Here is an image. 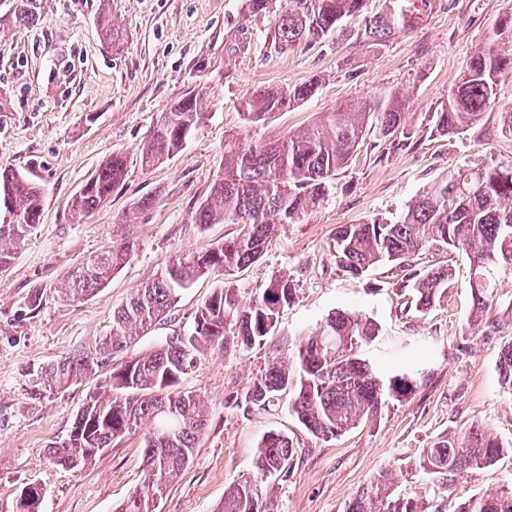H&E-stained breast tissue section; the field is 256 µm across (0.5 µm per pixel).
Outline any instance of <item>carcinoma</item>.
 I'll return each instance as SVG.
<instances>
[{
  "mask_svg": "<svg viewBox=\"0 0 512 512\" xmlns=\"http://www.w3.org/2000/svg\"><path fill=\"white\" fill-rule=\"evenodd\" d=\"M366 0H288L273 29L272 43L286 51L300 43L316 44L343 32L346 18L363 17L356 38L377 44L397 33L416 28L431 0H385L377 13L364 14ZM41 0H12L0 15V27L30 24L40 18ZM98 23L111 47L120 46L122 32L112 15L100 13ZM512 7L501 17L492 36L470 56L448 100L434 113L435 129L448 135L465 132L496 104L501 79L512 77ZM317 83L308 80L279 90H260L241 103L244 120L260 125L311 98ZM406 99L383 88L351 99L300 133L276 142L241 140L224 151V168L200 203L194 223L239 224L237 236L201 252L179 253L168 259L154 278L136 289L112 313V332L95 350L82 351L50 364L36 374L32 393L66 391L99 367V355L124 353L152 325L165 319L181 293L216 269L228 274L261 257L275 228L296 224L308 209L328 195L336 171L345 167L366 137L379 141L408 138L414 132ZM206 119L203 99L189 93L167 112L140 153L151 167L179 150L193 130ZM127 160L120 153L106 158L76 193L70 205L74 215L85 216L105 201L123 179ZM43 194L35 180L0 167V268L11 263L12 250L40 223ZM435 245L466 255L472 322L477 323L494 301L500 276L512 274V160L465 162L448 170L410 202L395 220L372 219L342 224L334 236V256L342 270L359 276L381 263L406 265L423 248ZM133 245L123 243L97 252L77 265L62 287L60 301L92 297L105 287L112 273L130 258ZM454 286L446 268L414 276L411 288L415 309L421 313L448 299ZM296 296L286 278L274 281L242 307L231 288H219L198 307L192 331L174 345L167 340L139 356H129L111 367L102 384L86 396L65 439L53 441L49 460L65 469H82L100 455L99 449L150 426L144 440L142 485L116 512H157L156 501L167 494L171 480L192 461L199 436L207 425L201 399L180 384L204 349L224 342L230 333L245 345L270 335L281 310ZM380 336L369 318L337 310L300 342L292 365L274 358L256 378L248 402L257 408L270 405L281 392L290 395L289 408L310 433L334 438L363 418L377 414L390 399L404 398L412 382L404 374L385 376L366 359L361 349ZM499 375L504 391L512 394V344L501 353ZM512 443L504 444L474 426L460 438L442 437L422 450L417 467L426 479L423 493L399 495L382 476L351 498L345 512H512V487L483 493L458 504L441 503V486L461 474L493 465ZM296 448L288 435L265 434L259 444L255 472L224 495L220 512H274L263 498L261 484L288 473Z\"/></svg>",
  "mask_w": 512,
  "mask_h": 512,
  "instance_id": "carcinoma-1",
  "label": "carcinoma"
}]
</instances>
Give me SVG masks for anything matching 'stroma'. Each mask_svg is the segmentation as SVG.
Returning <instances> with one entry per match:
<instances>
[{
	"label": "stroma",
	"instance_id": "35a3bbf8",
	"mask_svg": "<svg viewBox=\"0 0 512 512\" xmlns=\"http://www.w3.org/2000/svg\"><path fill=\"white\" fill-rule=\"evenodd\" d=\"M512 0H433L414 32L375 45L350 38L274 49L276 14L250 12L248 0H42L41 21L0 28V166L34 178L43 189L41 220L11 264L0 269V512H17L23 486L45 489L41 512H115L143 479L145 429L113 442L80 470L51 464L48 446L65 437L99 374L69 390L32 399L41 367L94 349L112 330V312L161 263L177 252L203 251L235 236L234 224H194L231 142L274 141L310 126L319 113L351 97L390 88L405 97L415 135L369 140L339 171L324 201L299 223L285 225L262 257L232 274L214 270L186 290L161 325L136 345L142 353L166 337L191 331L197 308L224 287L248 304L281 276L296 298L276 329L247 346L236 337L202 354L181 387L207 406V425L191 464L171 483L157 512H219L224 493L251 476L258 444L270 431L292 439L288 474L262 490L278 512H344L355 493L390 473L397 493H419L415 462L438 437L484 428L512 442V395L498 362L512 344V278L503 279L479 329L469 325V263L459 253L425 248L411 266L381 265L363 275L342 271L333 253L338 225L392 219L427 185L468 161L512 159V136L500 115L512 110V78L498 87L497 105L465 133L440 134L433 115L446 102L466 56L492 35ZM109 8L123 41L104 43L97 25ZM318 78L309 101L276 113L261 126L243 119V99L266 87L287 88ZM198 94L205 122L182 149L147 168L140 151L164 112ZM124 154V180L81 220L69 205L109 155ZM133 246L129 261L94 297L59 304L54 288L88 255ZM447 266L454 286L447 302L416 312L414 273ZM43 305L25 306L35 289ZM336 309L371 318L381 336L361 355L387 374L406 372L414 389L335 438H319L288 408V394L257 409L246 395L268 359L292 353L306 332ZM512 486V453L481 472L456 478L449 503Z\"/></svg>",
	"mask_w": 512,
	"mask_h": 512
}]
</instances>
